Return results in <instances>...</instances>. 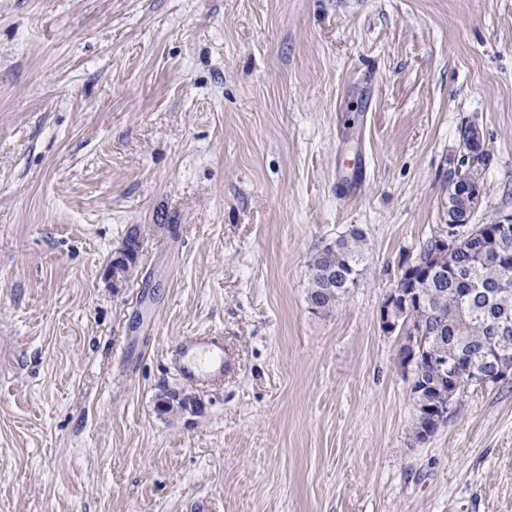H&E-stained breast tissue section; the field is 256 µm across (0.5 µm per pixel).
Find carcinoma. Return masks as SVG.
<instances>
[{
  "label": "carcinoma",
  "instance_id": "obj_1",
  "mask_svg": "<svg viewBox=\"0 0 512 512\" xmlns=\"http://www.w3.org/2000/svg\"><path fill=\"white\" fill-rule=\"evenodd\" d=\"M476 208L459 200L445 212L448 218L473 227ZM492 239L461 236L452 249L440 247L432 238L422 241L412 258L414 267L399 264L396 282L417 290L419 301L412 302L399 318V327L423 328L419 370L412 379L411 392L429 406L451 404L470 384L450 380L453 369L464 373L471 367L488 378L485 386H496L495 362L512 366V329L498 344L492 337L500 326H512V224L508 229L492 223ZM365 233L354 227L317 251L309 264L308 301L316 313L328 314L340 299L357 286L364 263ZM140 240L128 233L117 254L127 257L124 278L137 268ZM438 358L448 369L434 371L428 360ZM437 430L431 418L418 412L412 435L420 442Z\"/></svg>",
  "mask_w": 512,
  "mask_h": 512
}]
</instances>
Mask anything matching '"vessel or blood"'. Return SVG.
I'll use <instances>...</instances> for the list:
<instances>
[{
	"instance_id": "b4317fda",
	"label": "vessel or blood",
	"mask_w": 512,
	"mask_h": 512,
	"mask_svg": "<svg viewBox=\"0 0 512 512\" xmlns=\"http://www.w3.org/2000/svg\"><path fill=\"white\" fill-rule=\"evenodd\" d=\"M179 369L189 382L208 384L222 380L229 363L224 358V339L220 336H192L178 348Z\"/></svg>"
}]
</instances>
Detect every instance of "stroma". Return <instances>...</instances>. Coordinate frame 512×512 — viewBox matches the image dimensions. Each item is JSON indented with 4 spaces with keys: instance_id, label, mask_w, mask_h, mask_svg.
Segmentation results:
<instances>
[{
    "instance_id": "stroma-1",
    "label": "stroma",
    "mask_w": 512,
    "mask_h": 512,
    "mask_svg": "<svg viewBox=\"0 0 512 512\" xmlns=\"http://www.w3.org/2000/svg\"><path fill=\"white\" fill-rule=\"evenodd\" d=\"M469 122L506 221L512 0H0V512H512V381L417 442L380 322ZM203 333L233 366L195 385ZM365 233L353 227L317 251L309 264L308 301L315 313L328 314L358 284L364 263ZM137 233L139 235L140 230L137 228ZM138 235L133 234L129 232L125 238L123 239L121 248L116 252V256L118 255H126L128 262L123 266L124 267V278L123 282H126L128 278L131 277L133 272L137 268V262L139 257V251H140V240L138 238ZM135 238L136 240H134ZM179 369L187 381L208 384L224 379L230 365L224 360V339L220 336H190L179 344Z\"/></svg>"
}]
</instances>
